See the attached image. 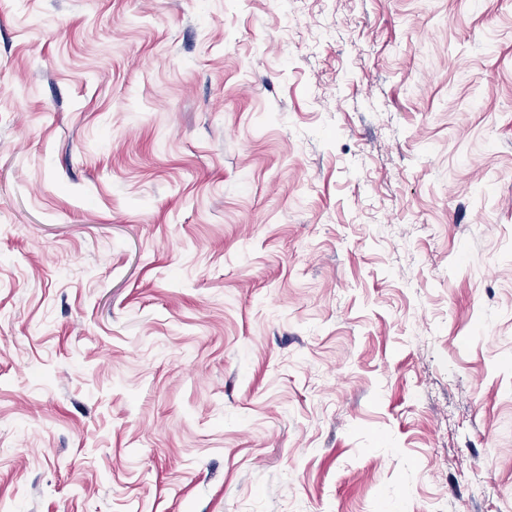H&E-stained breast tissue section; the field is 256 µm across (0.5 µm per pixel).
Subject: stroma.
Instances as JSON below:
<instances>
[{"label":"stroma","instance_id":"1","mask_svg":"<svg viewBox=\"0 0 512 512\" xmlns=\"http://www.w3.org/2000/svg\"><path fill=\"white\" fill-rule=\"evenodd\" d=\"M0 512H512V0H0Z\"/></svg>","mask_w":512,"mask_h":512}]
</instances>
